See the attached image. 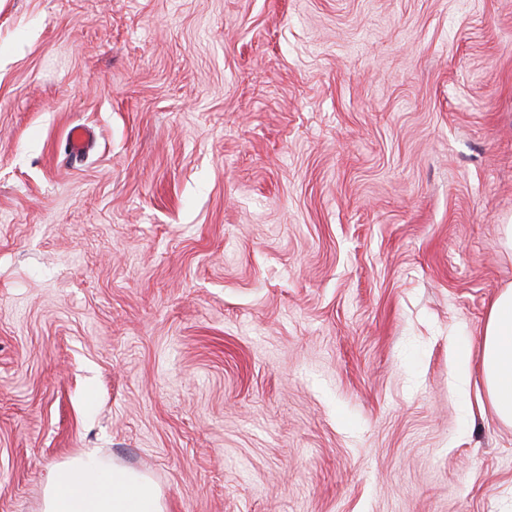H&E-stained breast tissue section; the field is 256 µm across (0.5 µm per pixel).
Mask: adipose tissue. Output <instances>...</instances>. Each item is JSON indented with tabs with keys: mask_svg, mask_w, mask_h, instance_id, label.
<instances>
[{
	"mask_svg": "<svg viewBox=\"0 0 512 512\" xmlns=\"http://www.w3.org/2000/svg\"><path fill=\"white\" fill-rule=\"evenodd\" d=\"M481 372L488 404L500 422L512 425V285L488 308ZM42 512H167V506L149 476L90 450L49 470Z\"/></svg>",
	"mask_w": 512,
	"mask_h": 512,
	"instance_id": "1",
	"label": "adipose tissue"
}]
</instances>
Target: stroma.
Returning a JSON list of instances; mask_svg holds the SVG:
<instances>
[{"label":"stroma","instance_id":"1","mask_svg":"<svg viewBox=\"0 0 512 512\" xmlns=\"http://www.w3.org/2000/svg\"><path fill=\"white\" fill-rule=\"evenodd\" d=\"M510 219L512 0H0V512H512ZM481 335L486 400L500 422L512 425V285L491 302ZM42 512H167V506L149 476L111 465L95 449L49 470Z\"/></svg>","mask_w":512,"mask_h":512}]
</instances>
